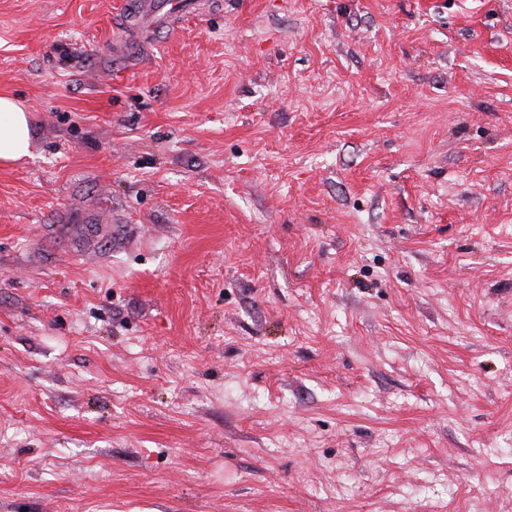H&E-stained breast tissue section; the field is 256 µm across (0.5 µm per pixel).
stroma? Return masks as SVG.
Segmentation results:
<instances>
[{
	"instance_id": "1",
	"label": "stroma",
	"mask_w": 512,
	"mask_h": 512,
	"mask_svg": "<svg viewBox=\"0 0 512 512\" xmlns=\"http://www.w3.org/2000/svg\"><path fill=\"white\" fill-rule=\"evenodd\" d=\"M117 2L0 0V512H512V0ZM185 6V0H126L121 3V10L129 18L147 19L150 25L165 24L164 27H169L172 14L183 11ZM31 111L8 90H0V164L30 156Z\"/></svg>"
}]
</instances>
